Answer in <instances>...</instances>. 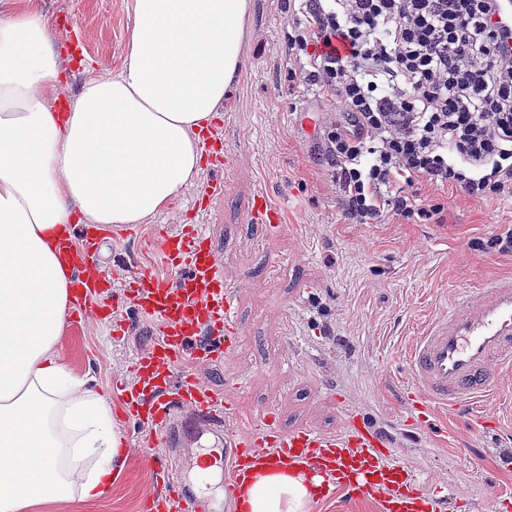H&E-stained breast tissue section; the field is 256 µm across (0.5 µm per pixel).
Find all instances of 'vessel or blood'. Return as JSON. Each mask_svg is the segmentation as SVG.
<instances>
[{
	"label": "vessel or blood",
	"instance_id": "b4317fda",
	"mask_svg": "<svg viewBox=\"0 0 512 512\" xmlns=\"http://www.w3.org/2000/svg\"><path fill=\"white\" fill-rule=\"evenodd\" d=\"M279 219L266 195L257 194L252 223L271 229ZM157 236L170 277L139 274L124 290L137 314L159 328L157 340L132 362L134 381L121 388L124 421L147 424L145 441L154 448L146 463L160 491L145 512H220L217 502L201 496L173 467L174 442L199 445L212 436L223 439L232 456L233 476L224 486L229 501L264 467L276 465L317 480L322 497L337 492L351 502L372 495L380 512H445L444 499L425 492L397 441L363 414L347 411L341 433L285 427L272 405L261 406L253 420L240 423L221 392L178 374L185 357L219 363L233 352L235 296L205 225L186 224L174 234L161 228ZM60 246L76 272L73 326L90 313L113 321L112 307L100 298L97 283L81 273L98 247L97 231L87 229L82 249L66 239ZM509 374L511 274L461 293L415 337L406 356L403 399L418 416L408 423L405 437L417 436L440 413L466 418L472 434L498 429L500 421L487 411L486 402Z\"/></svg>",
	"mask_w": 512,
	"mask_h": 512
}]
</instances>
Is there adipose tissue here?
<instances>
[{"label":"adipose tissue","instance_id":"adipose-tissue-1","mask_svg":"<svg viewBox=\"0 0 512 512\" xmlns=\"http://www.w3.org/2000/svg\"><path fill=\"white\" fill-rule=\"evenodd\" d=\"M116 73L57 106L67 68L42 14L0 17V512L112 492L128 461L111 401L60 360L77 224L147 223L202 170L241 63L249 0H132ZM304 476L264 470L240 512H309Z\"/></svg>","mask_w":512,"mask_h":512}]
</instances>
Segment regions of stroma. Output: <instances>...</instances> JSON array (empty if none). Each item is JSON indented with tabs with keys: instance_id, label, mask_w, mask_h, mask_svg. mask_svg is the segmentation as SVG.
Instances as JSON below:
<instances>
[{
	"instance_id": "obj_1",
	"label": "stroma",
	"mask_w": 512,
	"mask_h": 512,
	"mask_svg": "<svg viewBox=\"0 0 512 512\" xmlns=\"http://www.w3.org/2000/svg\"><path fill=\"white\" fill-rule=\"evenodd\" d=\"M56 49L67 60L70 90L88 67L117 70L126 53L131 0H35ZM78 28L84 61L71 57L69 31ZM285 0H251L240 72L212 122L228 155L222 195L201 199L207 174L188 185L163 213L139 225L134 236L106 230L92 260L115 281L113 315L130 333L116 336L108 323L90 319L63 333L62 357L81 376L93 372L112 404L120 382L134 379L132 359L158 335L139 320L122 290L136 273L164 272L149 239L157 226L207 225L225 280L235 289L239 350L223 362H186L199 382L220 389L239 420H252L275 405L288 426L342 431L345 409L375 419L398 433L404 418L399 390L405 353L429 316L461 289L498 274H512V253L492 247L512 228V197L476 201L461 190L426 185L427 203L441 211L425 224L391 217L354 224L322 144V128L334 119L331 103L310 89L289 88ZM265 192L280 212V225L265 231L249 221L253 197ZM337 379L346 397L338 403L327 382ZM242 380L244 389L234 387ZM436 419L405 453L429 490L461 492L465 504L448 512H499L498 499L512 493V439L465 434L441 447ZM147 448L130 451L109 498L74 502L64 512H142L157 488L145 465ZM496 474L487 481L485 471Z\"/></svg>"
}]
</instances>
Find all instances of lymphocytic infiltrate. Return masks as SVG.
I'll return each mask as SVG.
<instances>
[{
  "mask_svg": "<svg viewBox=\"0 0 512 512\" xmlns=\"http://www.w3.org/2000/svg\"><path fill=\"white\" fill-rule=\"evenodd\" d=\"M499 0H288V80L337 104L323 137L353 223L430 220L422 183L512 196V34Z\"/></svg>",
  "mask_w": 512,
  "mask_h": 512,
  "instance_id": "1",
  "label": "lymphocytic infiltrate"
}]
</instances>
